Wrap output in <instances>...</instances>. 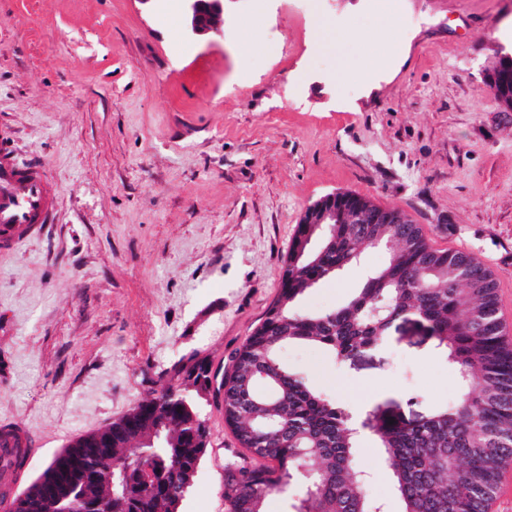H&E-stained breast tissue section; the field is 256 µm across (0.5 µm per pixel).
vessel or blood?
I'll return each mask as SVG.
<instances>
[{"instance_id": "obj_1", "label": "vessel or blood", "mask_w": 512, "mask_h": 512, "mask_svg": "<svg viewBox=\"0 0 512 512\" xmlns=\"http://www.w3.org/2000/svg\"><path fill=\"white\" fill-rule=\"evenodd\" d=\"M55 189L39 165L18 159L0 143V248L13 246L52 223ZM38 451L28 426L0 424V512H13L27 478L31 457Z\"/></svg>"}]
</instances>
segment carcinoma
<instances>
[{
    "instance_id": "cac0c4a2",
    "label": "carcinoma",
    "mask_w": 512,
    "mask_h": 512,
    "mask_svg": "<svg viewBox=\"0 0 512 512\" xmlns=\"http://www.w3.org/2000/svg\"><path fill=\"white\" fill-rule=\"evenodd\" d=\"M342 205L364 223L327 229L317 261L302 255L310 225H299L277 299L223 374L199 349L181 354L169 369L180 383L152 391L120 420L54 456L21 492L17 512H71L76 500L82 512H170L181 494V469L207 447L202 392L221 396L224 423L244 449L225 468L228 512L246 504L266 512L272 492L299 482L303 470L310 479L300 482L290 512H379L382 504L366 493V474L358 469L360 434L349 413L288 369L280 352L304 341L344 361L378 344L390 323L407 315L435 338L461 387L451 405L425 420L409 422L377 407L366 414L365 429L379 441L402 512H485L496 465L512 458V348L503 341L497 296L476 298L465 284L430 272L456 265L461 252L432 248L417 224H386L379 242L387 261L347 303L318 316L294 310L306 289L356 261L359 246L374 245L367 220L379 207L358 195ZM408 230L417 235L414 249L385 246ZM478 308L488 310L487 323L469 321ZM109 453L118 464L104 485L97 467ZM255 458L268 464L257 467Z\"/></svg>"
}]
</instances>
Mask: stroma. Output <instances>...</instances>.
Listing matches in <instances>:
<instances>
[{"label":"stroma","instance_id":"35a3bbf8","mask_svg":"<svg viewBox=\"0 0 512 512\" xmlns=\"http://www.w3.org/2000/svg\"><path fill=\"white\" fill-rule=\"evenodd\" d=\"M288 2L224 0L223 31L189 41L181 0H0V135L56 189L52 224L0 249V422L41 439L30 479L170 384L183 350L239 348L330 193L402 209L432 247L477 258L512 341V112L483 85L512 54V0ZM359 252L297 309L344 304L385 259ZM282 358L357 418L421 420L458 388L411 316L341 363L307 343ZM200 402L208 445L177 512H227L239 445ZM378 461L362 433L367 491L401 512Z\"/></svg>","mask_w":512,"mask_h":512}]
</instances>
